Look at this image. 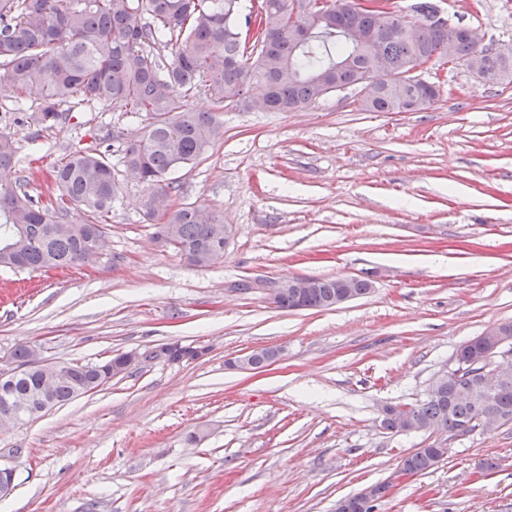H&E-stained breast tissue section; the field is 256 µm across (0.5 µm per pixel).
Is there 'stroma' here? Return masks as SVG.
I'll return each instance as SVG.
<instances>
[{"instance_id":"obj_1","label":"stroma","mask_w":512,"mask_h":512,"mask_svg":"<svg viewBox=\"0 0 512 512\" xmlns=\"http://www.w3.org/2000/svg\"><path fill=\"white\" fill-rule=\"evenodd\" d=\"M483 45L512 47V0H433ZM424 112H365L357 89L293 112L215 108L224 134L176 171L181 200L231 226L220 262L199 268L156 243L146 186L118 150L143 116L76 106L64 128L18 121L0 87V130L18 142L13 178L46 200L52 167L106 151L121 183L104 254L88 268L0 271V359L19 343L44 360L139 366L12 430L23 448L0 512H336L392 482L376 512H512V425L435 437L380 425L388 404L424 400L460 345L512 321V83L443 69ZM380 276L330 310L284 311L235 290L244 278ZM196 361L149 358L167 343ZM282 350L259 370L229 360ZM446 446L415 480L401 459Z\"/></svg>"}]
</instances>
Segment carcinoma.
I'll list each match as a JSON object with an SVG mask.
<instances>
[{
  "label": "carcinoma",
  "instance_id": "1",
  "mask_svg": "<svg viewBox=\"0 0 512 512\" xmlns=\"http://www.w3.org/2000/svg\"><path fill=\"white\" fill-rule=\"evenodd\" d=\"M0 0V85L16 94L17 112L33 109L31 119L43 129L63 125L71 104L84 102L100 112H133L146 125L123 150L124 169L151 189L147 217L154 233L189 263L206 266L200 254L213 236L212 225L223 220L193 204H179L180 185L171 173L191 167L222 136L214 112L192 110L188 101L202 91L216 104L246 109L253 86L273 112H292L322 96L351 86L360 88V106L367 112H421L437 94L419 80L399 87L368 88L363 83L373 62L331 38L333 32L357 26L373 35L378 54L396 69L428 59L447 40L448 20L429 0L413 7L420 22L411 35L399 30L395 14L384 23L369 12L353 9V0H332L324 13L314 10L296 21L287 6L302 0ZM307 25L328 39H314L296 48L292 31ZM170 50L167 59L162 51ZM492 81L512 82V56H491ZM18 146L0 132V170L13 169ZM61 191L56 200L35 201L25 184L0 183V268L48 271L84 263L87 247L103 231L119 183L106 154L74 151L53 167ZM84 219H69V206ZM356 297L372 291L364 276L323 277L299 303L281 309H331L339 287ZM463 352L481 359L486 339L475 336ZM11 359L25 368L20 377L0 383L1 418L24 422L38 417L42 386L53 379L55 404L74 399L77 389L95 390L112 380L110 362L89 365L68 362L50 373L35 365L27 345ZM490 412L512 424V380L498 387L473 374L442 384L406 415L424 428L454 435L479 428ZM381 425L403 431L401 416L384 406ZM444 454L420 448L403 460L404 468L426 474ZM359 496L337 503L336 512H375Z\"/></svg>",
  "mask_w": 512,
  "mask_h": 512
}]
</instances>
